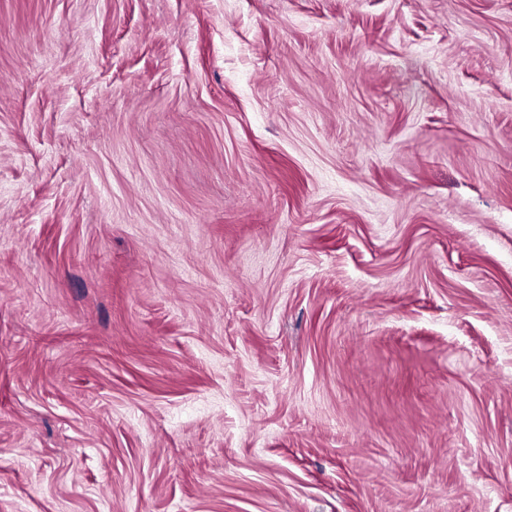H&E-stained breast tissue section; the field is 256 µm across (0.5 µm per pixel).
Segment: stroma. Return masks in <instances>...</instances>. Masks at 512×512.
<instances>
[{"label":"stroma","instance_id":"stroma-1","mask_svg":"<svg viewBox=\"0 0 512 512\" xmlns=\"http://www.w3.org/2000/svg\"><path fill=\"white\" fill-rule=\"evenodd\" d=\"M0 512H512V0H0Z\"/></svg>","mask_w":512,"mask_h":512}]
</instances>
